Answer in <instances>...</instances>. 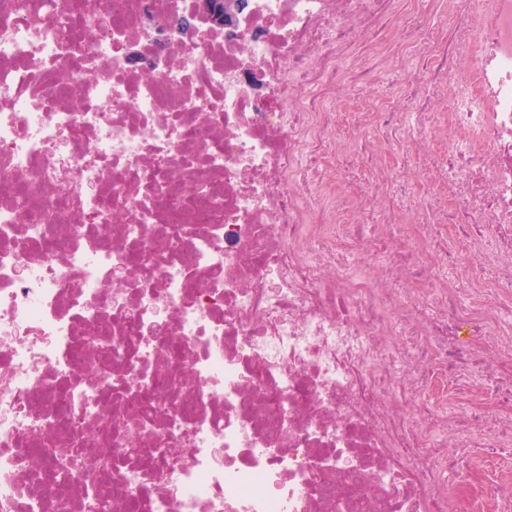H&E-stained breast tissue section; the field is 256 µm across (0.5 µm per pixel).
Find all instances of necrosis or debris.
<instances>
[{
	"label": "necrosis or debris",
	"instance_id": "obj_1",
	"mask_svg": "<svg viewBox=\"0 0 512 512\" xmlns=\"http://www.w3.org/2000/svg\"><path fill=\"white\" fill-rule=\"evenodd\" d=\"M441 1L247 0L196 34L199 0H67L64 32L0 0V512H327L355 455L383 512L512 504L482 467L512 455V0L409 69ZM390 67L416 110L370 101L347 184L331 106ZM432 138L433 174L389 164Z\"/></svg>",
	"mask_w": 512,
	"mask_h": 512
}]
</instances>
